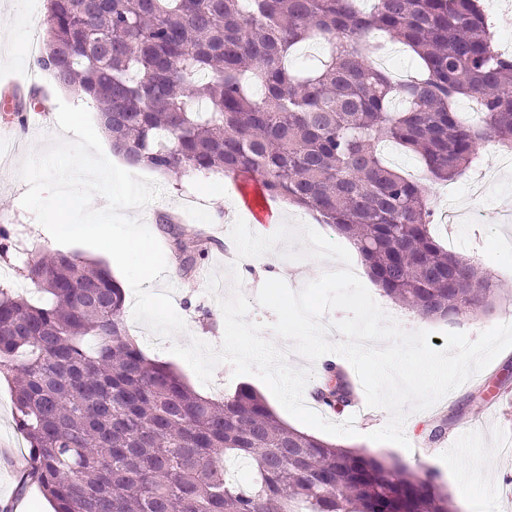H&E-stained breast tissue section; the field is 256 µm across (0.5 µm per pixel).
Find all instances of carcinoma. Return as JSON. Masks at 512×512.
<instances>
[{
  "mask_svg": "<svg viewBox=\"0 0 512 512\" xmlns=\"http://www.w3.org/2000/svg\"><path fill=\"white\" fill-rule=\"evenodd\" d=\"M38 69L92 102L112 153L164 175L261 178L262 197L315 213L352 240L385 296L426 319L486 307L494 288L430 229L422 183L389 166L392 143L434 181L512 149V56L481 0H46ZM417 62L396 82L370 59L384 40ZM321 40L318 63L297 48ZM474 98L482 122L455 104ZM34 304L0 289V371L29 444L20 491L55 512H457L426 470L284 423L249 387L216 399L152 361L125 327L102 263L40 254ZM316 400L354 398L327 363ZM250 463V480L229 476Z\"/></svg>",
  "mask_w": 512,
  "mask_h": 512,
  "instance_id": "1",
  "label": "carcinoma"
}]
</instances>
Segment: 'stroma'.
<instances>
[{
  "instance_id": "stroma-1",
  "label": "stroma",
  "mask_w": 512,
  "mask_h": 512,
  "mask_svg": "<svg viewBox=\"0 0 512 512\" xmlns=\"http://www.w3.org/2000/svg\"><path fill=\"white\" fill-rule=\"evenodd\" d=\"M44 12L45 0H0V128L10 129L12 139L19 142L9 163L0 166V197L6 200L0 207V228L8 234L7 240L0 242V288H13L35 302L40 295L23 278L22 268L35 252L54 251L58 245L34 214L21 206L27 186L18 168L30 151L42 148L46 137L56 133L59 102L81 103L55 82L36 84L27 78L35 68L34 57L30 50H18L17 45L29 40L27 20ZM386 159L393 168L418 177L430 197L442 194L457 206L460 216L454 228H447L440 220L434 232L448 250L486 268L497 293L488 312L453 320L421 318L384 301L377 289L372 290V297L409 331L463 332L473 338L496 324L512 323V168L476 197L469 184L478 177L480 168L467 170L454 182L442 185L432 181L416 158L401 148L389 151ZM149 177L162 188L163 195L149 204L145 224L161 244L167 262L165 276L153 289L158 292L173 286L174 308L187 326L186 333L178 337L180 343L192 337L215 346L222 341L223 315L207 285L212 272L231 263L228 252L233 242L225 228L235 218H242L252 228L256 225L254 212L263 211L280 223L290 220L306 224L351 250L352 265L362 262L352 241L343 240L312 214L277 201H263L258 182L247 184L239 177L202 173L167 176L153 171ZM187 253L197 259L190 268L181 262ZM329 268L326 261H289L272 252L258 258L249 278L243 279L241 290L247 297H255L268 269L281 270L286 282L304 284ZM127 326L149 358L170 363L197 392L224 395L248 385L282 421L291 422V415L257 377L234 376L231 365L222 363L215 368L211 382L202 383L184 360L168 351L167 341L154 338L135 320H128ZM309 408L332 423L353 422L354 436L329 434L326 442L395 456L417 473L435 472L458 512H512V453L504 450L505 444H512V348L430 408L412 413L404 425L409 442L405 448L370 440V432L389 420L384 409L367 406L354 416L350 411L337 412L314 402ZM441 423L446 426L444 434L432 440V429ZM26 459L27 443L16 425L11 389L0 379V506L9 507L11 512H52L38 486H30L23 495L18 492Z\"/></svg>"
}]
</instances>
